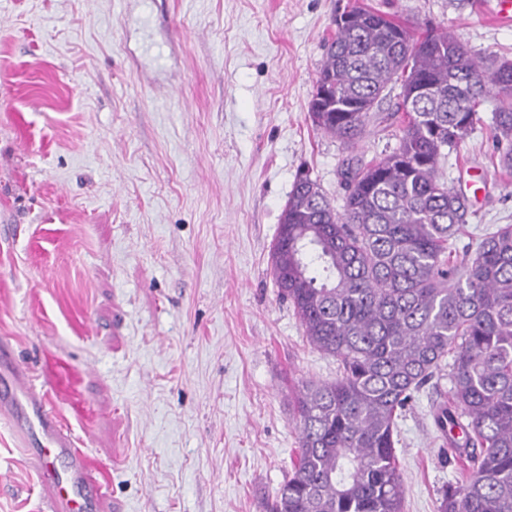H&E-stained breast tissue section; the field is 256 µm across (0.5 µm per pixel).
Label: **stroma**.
I'll use <instances>...</instances> for the list:
<instances>
[{
	"label": "stroma",
	"mask_w": 512,
	"mask_h": 512,
	"mask_svg": "<svg viewBox=\"0 0 512 512\" xmlns=\"http://www.w3.org/2000/svg\"><path fill=\"white\" fill-rule=\"evenodd\" d=\"M472 54L512 58L496 0H364ZM348 0H0V343L39 388L67 361L95 414L55 410L107 479L90 512H268L293 473L288 388L338 363L279 297L271 247L296 174L335 208L344 162L397 148L371 117L354 149L308 102ZM495 100L440 165L470 198L457 249L512 224ZM398 421L403 512H438L465 463L432 404ZM44 491L0 422V512Z\"/></svg>",
	"instance_id": "stroma-1"
}]
</instances>
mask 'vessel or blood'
Masks as SVG:
<instances>
[{
    "label": "vessel or blood",
    "instance_id": "1",
    "mask_svg": "<svg viewBox=\"0 0 512 512\" xmlns=\"http://www.w3.org/2000/svg\"><path fill=\"white\" fill-rule=\"evenodd\" d=\"M47 380L50 394L36 392L27 375L17 367L11 348L0 346V420L9 423L27 466L44 484V512H88V492L104 495L106 484L96 476L88 454L77 448L69 432L60 425L52 400H66L81 417L89 416L91 410L77 398L67 364L50 361ZM59 456L66 461L62 472L51 463L52 458Z\"/></svg>",
    "mask_w": 512,
    "mask_h": 512
}]
</instances>
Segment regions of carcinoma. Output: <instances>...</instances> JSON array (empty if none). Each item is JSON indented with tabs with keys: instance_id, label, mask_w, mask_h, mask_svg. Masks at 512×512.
<instances>
[{
	"instance_id": "obj_1",
	"label": "carcinoma",
	"mask_w": 512,
	"mask_h": 512,
	"mask_svg": "<svg viewBox=\"0 0 512 512\" xmlns=\"http://www.w3.org/2000/svg\"><path fill=\"white\" fill-rule=\"evenodd\" d=\"M325 43L309 102L316 129L354 147L391 82L400 138L390 154L341 170L343 213L310 170L296 175L271 253L279 296L339 375L293 386L299 441L270 512H401L397 419L446 358L434 420L467 462L439 512H512V224L473 256L455 241L470 201L440 160L498 101V166L512 171V60H485L447 31L417 34L364 5Z\"/></svg>"
}]
</instances>
